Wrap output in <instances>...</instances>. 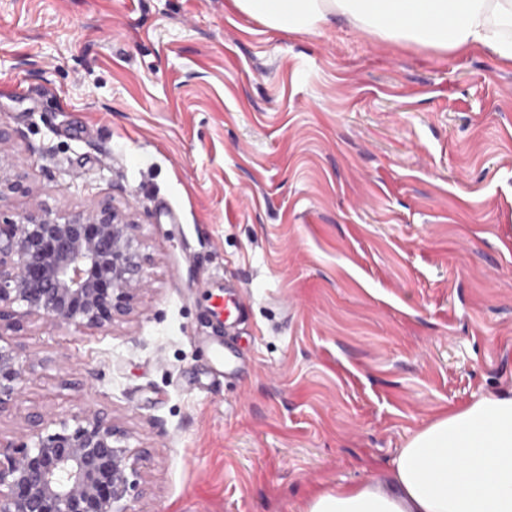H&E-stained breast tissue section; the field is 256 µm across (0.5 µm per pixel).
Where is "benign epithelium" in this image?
Here are the masks:
<instances>
[{"mask_svg": "<svg viewBox=\"0 0 512 512\" xmlns=\"http://www.w3.org/2000/svg\"><path fill=\"white\" fill-rule=\"evenodd\" d=\"M29 187L0 154V199ZM139 211L109 201L88 209L40 206L0 219V323L37 317L78 331L125 322L150 288ZM24 353L0 345V415L25 396ZM130 433L86 406L70 415L28 414L19 442L0 440V512H132L149 458Z\"/></svg>", "mask_w": 512, "mask_h": 512, "instance_id": "1", "label": "benign epithelium"}]
</instances>
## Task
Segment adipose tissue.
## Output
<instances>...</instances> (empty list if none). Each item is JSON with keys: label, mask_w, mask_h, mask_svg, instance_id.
Instances as JSON below:
<instances>
[{"label": "adipose tissue", "mask_w": 512, "mask_h": 512, "mask_svg": "<svg viewBox=\"0 0 512 512\" xmlns=\"http://www.w3.org/2000/svg\"><path fill=\"white\" fill-rule=\"evenodd\" d=\"M274 31L334 22L436 52L486 50L512 67V0H231ZM457 458L462 470L449 468ZM304 512H512V390L445 410L412 435L381 476L320 485Z\"/></svg>", "instance_id": "ef3b65f1"}]
</instances>
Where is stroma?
<instances>
[{"label":"stroma","mask_w":512,"mask_h":512,"mask_svg":"<svg viewBox=\"0 0 512 512\" xmlns=\"http://www.w3.org/2000/svg\"><path fill=\"white\" fill-rule=\"evenodd\" d=\"M0 212L140 211L130 319L0 333L27 400L151 452L132 512H304L438 413L512 388V68L229 0H0ZM244 318L214 316L215 276ZM245 362L216 371L209 341ZM29 187L24 177L16 172L13 163L6 155L0 154V201L2 198L26 196ZM224 324L232 319L233 322L237 321L245 311V303L242 295L233 290L232 287L224 285ZM232 322V323H233Z\"/></svg>","instance_id":"obj_1"}]
</instances>
